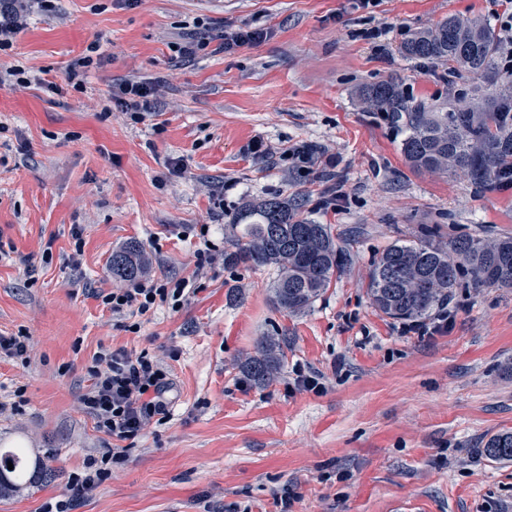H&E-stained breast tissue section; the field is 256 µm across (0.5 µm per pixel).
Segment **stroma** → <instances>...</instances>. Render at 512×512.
Returning a JSON list of instances; mask_svg holds the SVG:
<instances>
[{
    "mask_svg": "<svg viewBox=\"0 0 512 512\" xmlns=\"http://www.w3.org/2000/svg\"><path fill=\"white\" fill-rule=\"evenodd\" d=\"M503 11L502 0H54L25 16L0 70L45 72L61 90L0 88V333L31 342L28 363L0 355V402L19 386L26 398L0 414V448L52 454L56 473L1 493L0 512H40L88 456L117 447L124 460L79 512H275L286 493L291 512H512V463L478 453L512 432V289H457L452 328L432 338L404 333L367 293L372 261L424 227L441 243L512 235V188L413 172L397 133L355 96L390 79L440 102L485 87L399 46L448 16L493 26ZM200 26L207 49L178 57ZM240 29L266 36L223 50ZM94 42L101 65L82 89L67 85ZM158 77L157 112L110 108L124 81ZM303 143L319 158L291 169L280 153ZM278 195L300 196L342 252L300 313L273 304V268L197 264L230 249L238 208ZM133 240L148 276L190 279L180 309L137 319L102 304L122 284L112 252ZM270 340L280 365L258 384L244 367ZM103 349L148 352L172 382L166 418L126 441L79 401ZM301 373L323 392L297 390Z\"/></svg>",
    "mask_w": 512,
    "mask_h": 512,
    "instance_id": "obj_1",
    "label": "stroma"
}]
</instances>
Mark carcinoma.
<instances>
[{
    "instance_id": "carcinoma-1",
    "label": "carcinoma",
    "mask_w": 512,
    "mask_h": 512,
    "mask_svg": "<svg viewBox=\"0 0 512 512\" xmlns=\"http://www.w3.org/2000/svg\"><path fill=\"white\" fill-rule=\"evenodd\" d=\"M400 52L412 60L490 74L497 69L498 38L486 23L450 17L412 34ZM358 96L367 111L380 113L403 134L401 150L412 169L461 170L482 186L512 178V81L501 83L483 102L472 94L457 98L451 107L418 99L395 80L366 85ZM228 227L235 243L224 253V263L274 268L271 298L281 309L299 312L309 307L340 266L341 252L327 226L304 217L300 204L288 197L250 202L231 217ZM436 234L428 229L420 238L397 241L373 261L369 295L386 316L426 318L468 285L512 288V236L458 237L442 246L434 243ZM147 266L136 241L112 251L114 276L133 280ZM277 351L272 342L262 345L246 374L259 383L268 381L276 369ZM482 453L495 462L512 461V432L490 438ZM51 461H30L20 448H0V492L52 472Z\"/></svg>"
}]
</instances>
